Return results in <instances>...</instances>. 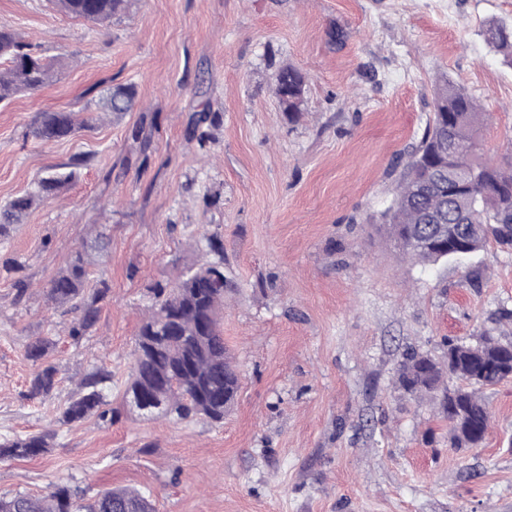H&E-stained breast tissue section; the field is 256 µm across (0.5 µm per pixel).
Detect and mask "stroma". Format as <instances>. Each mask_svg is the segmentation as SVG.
I'll list each match as a JSON object with an SVG mask.
<instances>
[{
  "instance_id": "35a3bbf8",
  "label": "stroma",
  "mask_w": 512,
  "mask_h": 512,
  "mask_svg": "<svg viewBox=\"0 0 512 512\" xmlns=\"http://www.w3.org/2000/svg\"><path fill=\"white\" fill-rule=\"evenodd\" d=\"M492 21L512 24V0H131L103 23L0 0V26L56 70L0 107V205L46 167L85 160L0 241V437L57 433L44 456L0 462V495L62 481L89 496L136 488L156 512H512V381L481 392L492 419L479 448L451 447L437 401L398 398L393 383L406 346L444 357L512 307V253L422 266L378 221L442 81L481 105L490 154L512 152V67L483 37ZM288 64L307 77L295 122L271 90ZM127 82L137 106L116 123L102 99ZM47 109L87 127L40 143ZM203 111L219 121L202 149L187 124ZM142 120L145 155L129 137ZM207 231L237 284L222 327L240 389L223 424H60L95 365L111 369L118 406L151 288L209 260ZM78 251L108 293L76 342L75 313L48 286ZM36 336L59 371L47 397L29 394Z\"/></svg>"
}]
</instances>
